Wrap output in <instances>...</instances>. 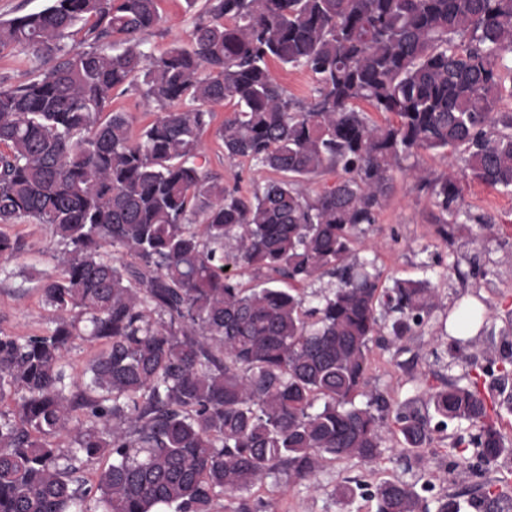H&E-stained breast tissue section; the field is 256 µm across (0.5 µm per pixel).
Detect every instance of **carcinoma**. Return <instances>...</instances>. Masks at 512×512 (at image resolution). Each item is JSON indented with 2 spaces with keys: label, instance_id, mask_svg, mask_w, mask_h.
<instances>
[{
  "label": "carcinoma",
  "instance_id": "obj_1",
  "mask_svg": "<svg viewBox=\"0 0 512 512\" xmlns=\"http://www.w3.org/2000/svg\"><path fill=\"white\" fill-rule=\"evenodd\" d=\"M159 0H51L0 21V48L50 63L0 87V262L32 250L10 233L32 218L62 246L43 279L47 331L0 329V512H212L219 494L285 474L314 489L335 462L375 464L388 436L413 453L429 417L368 389L370 343L397 344L440 304L429 279L381 289L359 258L393 172L442 150L483 184L512 192V0H205L189 43L159 54L139 34ZM83 32L82 47L69 45ZM304 68L309 97L270 69ZM138 94L155 110L111 109ZM236 110L216 129L229 158L278 174L250 195L207 169L209 106ZM390 116L383 124L360 109ZM336 181L316 196L306 186ZM452 246L472 220L461 180L412 172ZM233 265L288 287L245 288ZM336 287L308 300L304 286ZM474 356L499 366L512 406V343ZM98 346L82 381L78 343ZM425 383L434 412L480 425L469 443L512 453L487 422L478 382ZM95 469V490L77 473ZM376 512H431L416 485L383 480ZM112 108H116L123 112H130L134 117L132 126V134L136 137L142 126L150 123L154 116L148 107L144 104L139 95L129 92L124 95H118L113 103Z\"/></svg>",
  "mask_w": 512,
  "mask_h": 512
}]
</instances>
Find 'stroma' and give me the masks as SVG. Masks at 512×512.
<instances>
[{
    "label": "stroma",
    "mask_w": 512,
    "mask_h": 512,
    "mask_svg": "<svg viewBox=\"0 0 512 512\" xmlns=\"http://www.w3.org/2000/svg\"><path fill=\"white\" fill-rule=\"evenodd\" d=\"M161 24L142 33L146 49L159 53L173 43H188L190 13L185 0H160ZM209 170L226 186L250 191L271 178L269 170L224 154V145L214 133L204 136ZM464 204L473 219L458 225L455 244L446 247L437 238L431 221L434 210L426 192L417 190L409 168L395 171L388 205L376 224L368 226L363 240L376 256L381 287L397 279L431 278L441 290L438 309L423 326L413 328L401 349L372 348L369 387L388 393L403 408L425 410L423 376L442 374L460 378L469 371L473 342L484 341L485 332L459 333L455 323L464 311L492 313L485 331L501 332L505 313H512V193L489 188L465 176ZM493 217L494 236L481 237L477 220ZM12 231L36 251L0 264V330L16 336L45 331L51 313L41 301L40 284L58 271L60 247L49 230L35 220L17 223ZM478 427L452 423L439 428L417 461H406L399 449L386 451L374 465L340 461L319 477L313 490L289 482L286 475L267 478L264 485L245 495H222L214 512H235L240 500L263 501L269 512H375L372 493L385 479L428 483L429 500L465 494L466 498L492 491L502 512H512V454L491 463H479L476 448L452 449L458 436L477 435ZM358 482L363 491L349 504L337 503V486Z\"/></svg>",
    "instance_id": "1"
}]
</instances>
